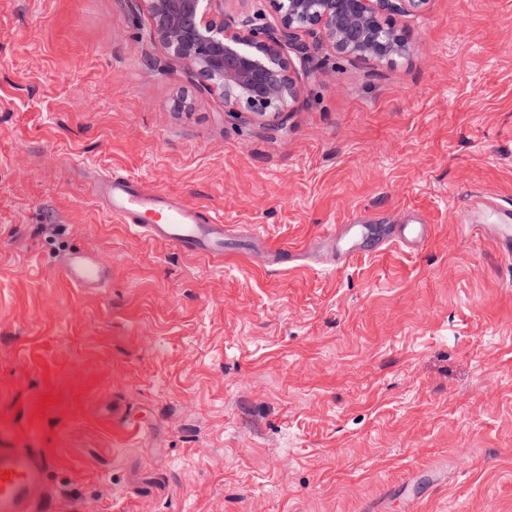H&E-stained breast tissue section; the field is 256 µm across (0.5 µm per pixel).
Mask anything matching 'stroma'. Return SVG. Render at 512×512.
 <instances>
[{
    "label": "stroma",
    "mask_w": 512,
    "mask_h": 512,
    "mask_svg": "<svg viewBox=\"0 0 512 512\" xmlns=\"http://www.w3.org/2000/svg\"><path fill=\"white\" fill-rule=\"evenodd\" d=\"M395 23L407 55L316 50L262 118L200 90L146 6L0 0V420L52 457L57 512H512V255L469 230L512 207V0ZM102 171L291 251L359 214L432 230L216 263L114 222ZM75 250L106 288L60 277ZM60 276L71 286L86 292L103 288L111 277L110 269L90 252H76L65 256L59 266Z\"/></svg>",
    "instance_id": "stroma-1"
}]
</instances>
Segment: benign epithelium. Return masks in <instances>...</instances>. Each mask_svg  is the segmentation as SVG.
<instances>
[{"instance_id": "7a95c632", "label": "benign epithelium", "mask_w": 512, "mask_h": 512, "mask_svg": "<svg viewBox=\"0 0 512 512\" xmlns=\"http://www.w3.org/2000/svg\"><path fill=\"white\" fill-rule=\"evenodd\" d=\"M151 35L184 61L226 112L276 116L290 111L312 70L310 47L350 60H392L410 52L388 22L420 13L428 0H271L273 23L224 21L221 0H144Z\"/></svg>"}]
</instances>
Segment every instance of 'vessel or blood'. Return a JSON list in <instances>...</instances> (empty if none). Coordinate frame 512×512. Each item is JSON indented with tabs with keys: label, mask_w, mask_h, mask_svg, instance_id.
<instances>
[{
	"label": "vessel or blood",
	"mask_w": 512,
	"mask_h": 512,
	"mask_svg": "<svg viewBox=\"0 0 512 512\" xmlns=\"http://www.w3.org/2000/svg\"><path fill=\"white\" fill-rule=\"evenodd\" d=\"M94 193L103 199L112 218L133 232L173 246L180 251L213 261L223 260L228 236L222 219L183 204L160 189H148L138 179L104 174L94 183ZM367 220L332 225L317 245L330 253L334 262L344 264L368 253ZM429 235L425 224H394L386 232L388 245L405 249L422 244ZM61 277L71 286L95 292L108 282L111 271L90 252L65 256L59 266ZM9 426L0 427V512H49V498L36 497L45 487L53 460L36 444L15 446Z\"/></svg>",
	"instance_id": "vessel-or-blood-1"
}]
</instances>
